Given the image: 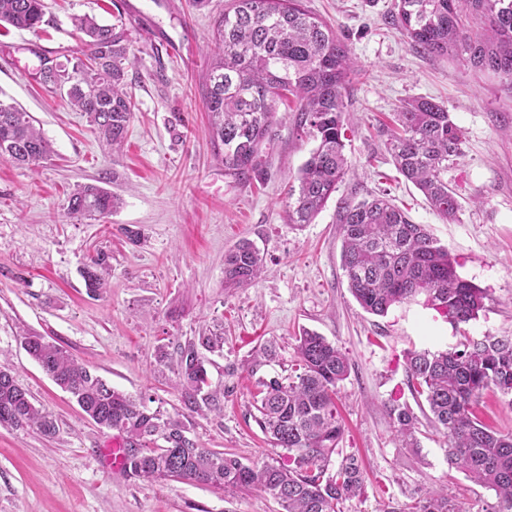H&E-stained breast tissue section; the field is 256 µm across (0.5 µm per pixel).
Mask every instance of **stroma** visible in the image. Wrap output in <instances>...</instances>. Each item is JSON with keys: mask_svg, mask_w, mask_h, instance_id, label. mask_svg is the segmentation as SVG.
<instances>
[{"mask_svg": "<svg viewBox=\"0 0 512 512\" xmlns=\"http://www.w3.org/2000/svg\"><path fill=\"white\" fill-rule=\"evenodd\" d=\"M38 31L0 26V98L30 112L52 145L36 167L0 159V352L36 407L56 421L47 437L0 427V512H282L266 495L227 493L182 480L152 484L112 474L104 450L118 434L96 425L27 354L25 333L69 350L107 383L143 397L150 409H183L177 348L224 336L207 353L211 389L223 412L189 417L200 446L243 461L286 459L252 418L257 376H296L295 338L318 332L345 352L340 386L345 425L340 450L366 470L362 498L344 512H385L426 490L447 486L462 512H492L494 491L449 470L429 414L417 411L419 448L400 447L387 402L411 401L404 384L408 350H441L472 337L512 336V87L463 60L416 50L391 19L394 0H306L337 30L360 73L347 89L346 152L355 170L313 223L288 221L289 183L315 142L297 133L279 105L260 166L241 181L214 155L202 90L214 22L227 0H44ZM112 24L121 15L132 44L126 67L135 104L120 151L107 153L84 113L38 80L41 60L69 64L83 44L72 18ZM444 105L462 128L463 157L448 169L462 205L448 222L395 169L387 150L393 117L408 100ZM107 174L119 206L104 217H71L68 193ZM387 194L418 224L431 225L458 262L459 275L487 294L476 321L456 331L417 304L377 316L351 295L341 268L338 199ZM256 245L265 270L244 288L224 285V255L240 241ZM108 254L105 293L87 295L81 270ZM275 341L277 357L252 372L254 351ZM168 357L158 360L159 350Z\"/></svg>", "mask_w": 512, "mask_h": 512, "instance_id": "1", "label": "stroma"}]
</instances>
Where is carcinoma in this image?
<instances>
[{
	"instance_id": "1",
	"label": "carcinoma",
	"mask_w": 512,
	"mask_h": 512,
	"mask_svg": "<svg viewBox=\"0 0 512 512\" xmlns=\"http://www.w3.org/2000/svg\"><path fill=\"white\" fill-rule=\"evenodd\" d=\"M44 0H0V24L37 30ZM394 21L411 44L432 57H460L490 71L512 87V0H395ZM86 47L72 69L43 58L40 81L64 91L67 104L86 114L102 144L122 147L134 102L126 82L131 44L114 25L84 15L75 19ZM215 60L203 101L211 144L224 172L246 179L268 140L277 104L295 102L296 129L317 146L295 175L286 204L292 224H310L352 171L345 152L346 89L358 74L348 46L336 30L306 7L304 0H231L215 23ZM398 131L388 139L398 173L414 184L439 216L458 220L461 205L448 184V167L463 154L464 134L442 105L425 98L397 112ZM53 153L34 119L16 103L0 99V158L36 166ZM118 198L95 183L77 186L67 200L70 215L104 216ZM341 267L349 291L368 313L383 316L399 304L424 299L453 327L467 325L484 309L485 293L457 272V261L427 224L414 223L387 195L342 199ZM110 264L99 252L84 265L86 292L98 297ZM264 272L259 250L243 242L224 255V287L254 284ZM24 349L69 393L81 411L124 439L125 471L147 482L182 479L235 492L256 490L283 512H343L365 491L366 472L357 457L342 458L329 472L344 426L336 406L340 384L349 376L346 355L320 334L296 337L301 373L284 382L256 380L254 421L288 463L248 464L199 446L180 415L152 411L141 399L116 389L80 364L63 346L37 334L23 337ZM222 336H201L179 347L182 398L190 414L221 411L220 392L208 389L206 360L199 348L221 349ZM272 343L253 356L251 372L271 361ZM406 382L418 405L441 434L448 469L467 474L495 492V512H512V432L481 420L474 405L495 390L512 407V336H465L455 347L406 355ZM394 436L419 446L417 416L407 403L390 400ZM0 426L34 427L56 433L52 415L37 408L8 366L0 363ZM388 512H462L448 488L431 489L414 503Z\"/></svg>"
}]
</instances>
